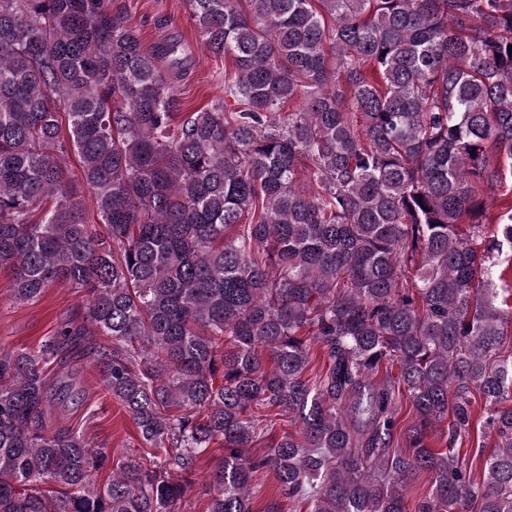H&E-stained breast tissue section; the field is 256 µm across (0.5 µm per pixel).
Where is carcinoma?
Instances as JSON below:
<instances>
[{
	"mask_svg": "<svg viewBox=\"0 0 512 512\" xmlns=\"http://www.w3.org/2000/svg\"><path fill=\"white\" fill-rule=\"evenodd\" d=\"M188 4L230 104L173 111L185 46L145 49L119 0H0V272L19 301L89 295L0 350V512H182L217 441L207 512H251L261 470L266 512H405L422 474L414 512H512V204L486 202L512 196V0ZM81 341L149 465L50 425ZM476 393L500 444L462 457ZM510 255L511 252L508 249H504L502 255L498 257V266L495 272L496 288H499L498 302L503 308L512 309V299L508 297L509 293L501 290V288H510L512 285V267H510ZM507 304V305H506ZM277 483L270 471L259 472L251 489V507L253 512H265L269 502L278 496Z\"/></svg>",
	"mask_w": 512,
	"mask_h": 512,
	"instance_id": "1",
	"label": "carcinoma"
}]
</instances>
